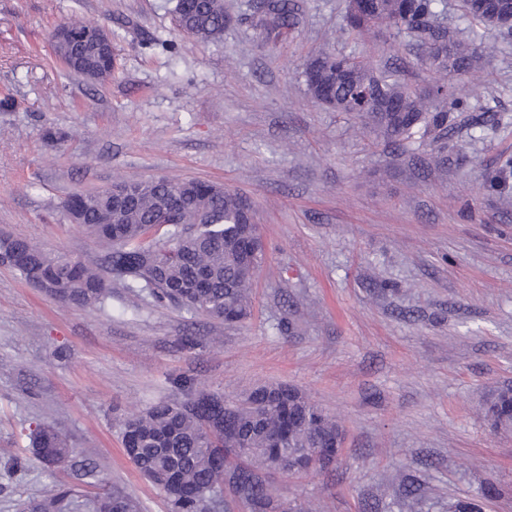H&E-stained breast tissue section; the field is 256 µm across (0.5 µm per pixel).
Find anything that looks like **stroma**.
I'll list each match as a JSON object with an SVG mask.
<instances>
[{
	"mask_svg": "<svg viewBox=\"0 0 512 512\" xmlns=\"http://www.w3.org/2000/svg\"><path fill=\"white\" fill-rule=\"evenodd\" d=\"M299 2L287 40L252 26L253 0H224L223 36L199 43L173 0H0V232L94 265L102 250L70 222L68 195L195 179L249 197L265 242L251 317L230 326L120 281L104 304L70 307L0 267V512L76 481L37 461L4 475L39 423L142 512H167L121 422L182 397L185 380L229 401L287 383L342 426L332 471L276 479L297 512H448L457 499L512 512V432L484 416L512 387V195L486 187L512 157V38L447 0L449 29L485 49L479 69L447 79L471 109L450 139L400 147L315 104L303 71L318 52L350 54L424 92L437 76L414 40L375 28L353 41L347 0ZM74 17L111 31L110 79L61 63L51 34ZM187 335L198 346L181 348ZM405 471L421 484L411 508Z\"/></svg>",
	"mask_w": 512,
	"mask_h": 512,
	"instance_id": "1",
	"label": "stroma"
}]
</instances>
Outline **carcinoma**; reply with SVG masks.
Returning <instances> with one entry per match:
<instances>
[{
  "mask_svg": "<svg viewBox=\"0 0 512 512\" xmlns=\"http://www.w3.org/2000/svg\"><path fill=\"white\" fill-rule=\"evenodd\" d=\"M464 18L501 30L486 12L463 0ZM446 0H379L372 16L347 12L342 32L359 37L375 25H385L413 37L421 58L437 74L466 75L478 69L484 54L474 42L463 41L441 19ZM179 30L208 42L224 34V0H192L174 5ZM253 18L268 38L279 40L298 25L297 0H254ZM71 48L82 53L79 77L97 81L112 76V62L87 45L88 25L67 23ZM303 76L312 100L335 112L363 118L393 143L403 145L434 132L448 131L455 112L470 110L467 97L438 81L432 94L416 95L397 79L378 74L363 59L321 52L311 58ZM512 179V158L488 180L492 191ZM186 199L176 221L158 239L145 237L156 214L173 194ZM136 202L112 208L103 191H77L65 201L66 212L77 211L78 226L102 247L97 267L63 254L47 252L23 238L0 233L18 252L16 267L28 282L53 285L52 299L84 308L108 297V279L149 291L158 302L238 324L250 315L251 279L247 264L260 268L264 251L249 254L247 240L255 227L247 222L244 196L200 180L141 182ZM485 414L499 430H512V387L492 393ZM339 425L299 388L286 383L253 387L235 401L210 391L188 392L182 399L161 400L122 426L125 452L140 474L158 490L170 512H231L235 503L245 512H283L288 497L269 479L278 466L297 465L308 472L315 448H331ZM30 452L47 466H68L84 479L95 468L76 456L69 439L51 424L29 430ZM23 512H140L139 503L114 486L89 492L63 484L40 499L28 501Z\"/></svg>",
  "mask_w": 512,
  "mask_h": 512,
  "instance_id": "cac0c4a2",
  "label": "carcinoma"
}]
</instances>
